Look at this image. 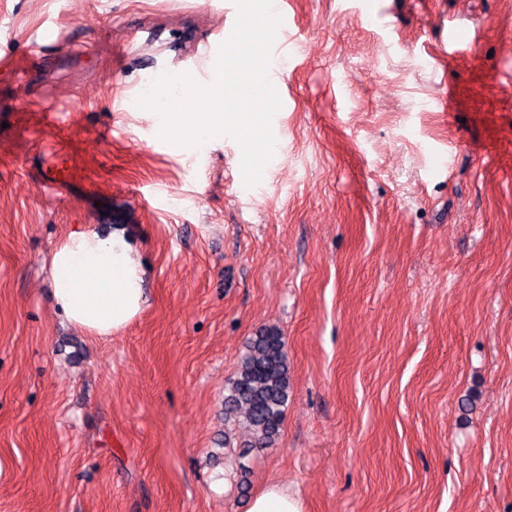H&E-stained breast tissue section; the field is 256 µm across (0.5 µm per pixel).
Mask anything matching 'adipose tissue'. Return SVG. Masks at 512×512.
Listing matches in <instances>:
<instances>
[{
    "instance_id": "obj_1",
    "label": "adipose tissue",
    "mask_w": 512,
    "mask_h": 512,
    "mask_svg": "<svg viewBox=\"0 0 512 512\" xmlns=\"http://www.w3.org/2000/svg\"><path fill=\"white\" fill-rule=\"evenodd\" d=\"M50 276L54 300L67 320L93 336L125 328L146 301L141 261L119 232H71L51 256ZM247 512H305V504L297 491L271 481L251 498Z\"/></svg>"
}]
</instances>
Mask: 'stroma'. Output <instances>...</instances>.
I'll use <instances>...</instances> for the list:
<instances>
[{
    "label": "stroma",
    "instance_id": "stroma-1",
    "mask_svg": "<svg viewBox=\"0 0 512 512\" xmlns=\"http://www.w3.org/2000/svg\"><path fill=\"white\" fill-rule=\"evenodd\" d=\"M381 4L380 25L288 0L290 103L248 189L237 142L167 143L136 101L230 0H0V57L25 62L0 73V512H246L272 480L305 512H512V0ZM47 26L67 45L40 48ZM85 226L146 271L106 338L49 278ZM269 325L281 436L225 442L224 384Z\"/></svg>",
    "mask_w": 512,
    "mask_h": 512
}]
</instances>
